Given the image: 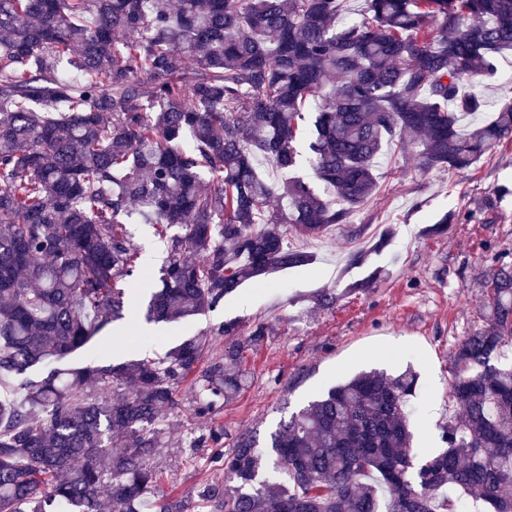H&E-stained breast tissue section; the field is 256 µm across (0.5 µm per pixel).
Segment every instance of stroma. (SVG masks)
Returning a JSON list of instances; mask_svg holds the SVG:
<instances>
[{"mask_svg": "<svg viewBox=\"0 0 512 512\" xmlns=\"http://www.w3.org/2000/svg\"><path fill=\"white\" fill-rule=\"evenodd\" d=\"M378 171L377 195L354 209L349 223L314 237L288 230L289 245L313 254V264L247 281L204 316L150 326L143 313L125 314L67 358L70 366L154 359L230 320L245 335L255 324L267 325L268 336L243 350L249 379L234 400L199 419L191 383L178 385L155 459L162 495L190 499L203 482L223 479L212 457L231 452L240 436H253L271 455V436L292 413L371 369L417 372L409 405L414 446L423 455L442 450L441 429L457 417L451 357L482 324L485 279L499 264H512V194L498 192L512 187V139L465 170L427 171L388 148ZM447 213L454 216L448 228L430 233ZM126 229L142 275L158 284L180 227L162 231L134 218ZM384 231L388 246L374 250ZM359 250L366 253L363 263L350 264ZM332 288L341 292L336 303L317 307L316 295ZM209 432L221 435L218 447L190 450L195 437Z\"/></svg>", "mask_w": 512, "mask_h": 512, "instance_id": "obj_1", "label": "stroma"}]
</instances>
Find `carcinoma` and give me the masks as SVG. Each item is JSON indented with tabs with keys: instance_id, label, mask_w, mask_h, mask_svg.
<instances>
[{
	"instance_id": "cac0c4a2",
	"label": "carcinoma",
	"mask_w": 512,
	"mask_h": 512,
	"mask_svg": "<svg viewBox=\"0 0 512 512\" xmlns=\"http://www.w3.org/2000/svg\"><path fill=\"white\" fill-rule=\"evenodd\" d=\"M0 0V512H142L156 429L190 375L199 418L244 382L240 343L198 370L201 335L163 362L59 363L121 317L138 253L124 217L178 226L145 320L218 308L245 281L311 264L317 235L378 191L392 144L465 169L512 136L474 84L512 51V0ZM304 140L323 197L294 175ZM285 175L274 181L259 159ZM209 174L212 180L203 181ZM275 199L285 200L280 208ZM453 356L461 423L417 457V375L362 372L293 413L273 459L243 435L209 512H512V265ZM122 451H114L115 447ZM156 512H187L174 497Z\"/></svg>"
}]
</instances>
